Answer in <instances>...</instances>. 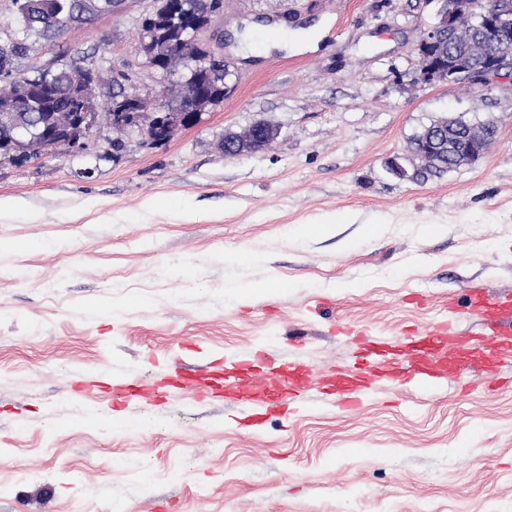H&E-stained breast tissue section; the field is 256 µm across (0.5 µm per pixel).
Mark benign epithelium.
<instances>
[{
	"instance_id": "7a95c632",
	"label": "benign epithelium",
	"mask_w": 512,
	"mask_h": 512,
	"mask_svg": "<svg viewBox=\"0 0 512 512\" xmlns=\"http://www.w3.org/2000/svg\"><path fill=\"white\" fill-rule=\"evenodd\" d=\"M179 2L170 0L167 27L146 28L141 44L144 59L158 58V41L167 47H181L201 42V34L208 27L211 14L206 12L193 22L195 33L188 35L179 19ZM439 20L423 32L415 46L419 63V79L425 83L453 82L467 78L478 86H487L512 71V8L501 0H441ZM472 22V29L465 32L458 28L460 19ZM485 40L490 50L482 58L471 55L467 43L472 37ZM216 91L203 83H196L193 92L181 85L180 101L172 105L162 92L155 94L153 103L139 95L121 94L112 101L113 115L109 116L112 127L137 131L153 143L168 141L176 131L197 124L200 115L213 103ZM99 114L85 107L82 112H59L56 123L64 133L42 143L46 152L61 146L71 152H81L93 135ZM13 126L14 134L0 141V161L18 159L17 149L37 140L33 125L26 122L16 100L0 99V123ZM277 138V131L264 122H256L242 133L224 136L222 149L227 157L255 153L259 147L268 148ZM494 139L486 138L478 130L467 133L458 131L455 119L441 118L430 130L428 137L416 150L415 155L427 165L435 164V158L448 153V164L463 167L474 164L492 146Z\"/></svg>"
}]
</instances>
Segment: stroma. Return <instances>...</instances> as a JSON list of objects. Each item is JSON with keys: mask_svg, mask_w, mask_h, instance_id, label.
Wrapping results in <instances>:
<instances>
[{"mask_svg": "<svg viewBox=\"0 0 512 512\" xmlns=\"http://www.w3.org/2000/svg\"><path fill=\"white\" fill-rule=\"evenodd\" d=\"M154 5L115 0L36 38L0 0V42L26 39L15 69L29 78L84 61L105 111L113 69L146 98L188 76L142 64ZM438 7L224 0L202 38L223 42L234 90L195 126L161 144L128 134L116 151L103 122L83 152L0 162V512H512V387L487 390L475 370L355 412L313 400L253 431L224 396L187 408L167 395L256 345L326 370L362 336L395 344L443 322L483 335L471 289L512 291V75L421 82L414 46ZM270 22L322 38L246 51L245 26ZM446 116L496 127L475 164L414 155ZM260 120L272 146L225 157V132ZM161 199L170 208L151 211ZM332 216V233L306 232ZM268 281L280 288L265 298L234 293ZM109 365L163 366L143 427L110 429L68 400L74 385L102 399Z\"/></svg>", "mask_w": 512, "mask_h": 512, "instance_id": "35a3bbf8", "label": "stroma"}]
</instances>
